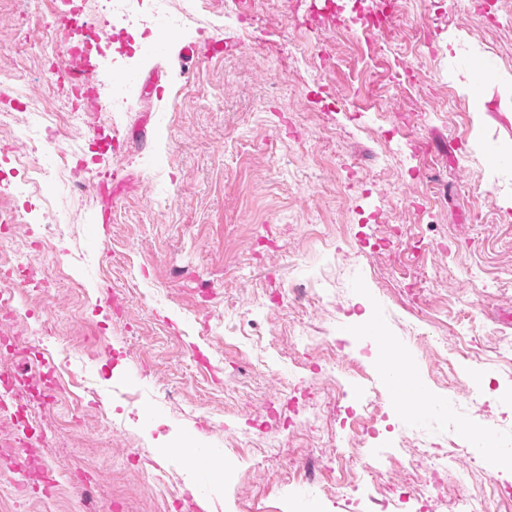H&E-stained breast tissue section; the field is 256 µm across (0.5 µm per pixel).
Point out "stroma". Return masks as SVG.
<instances>
[{
  "instance_id": "obj_1",
  "label": "stroma",
  "mask_w": 512,
  "mask_h": 512,
  "mask_svg": "<svg viewBox=\"0 0 512 512\" xmlns=\"http://www.w3.org/2000/svg\"><path fill=\"white\" fill-rule=\"evenodd\" d=\"M60 7L0 0L9 181L26 176L20 105L49 102L70 41L50 26ZM374 7L337 0L332 68L299 26L307 0H266L246 31L233 0H196L170 36L126 28L109 76L134 99L97 118L117 147L98 153L88 128H66L84 185L0 189V210L64 231L32 249L18 226L0 257L57 280L28 324L53 326L50 350H66L84 398L77 426L62 398L34 434L59 487L29 512H167L160 469L200 512H416L401 486L420 481L422 437L447 432L459 455L447 486L426 489L430 512H512L489 495L512 487L494 464L512 459V283L500 281L512 272V26L467 0H398L389 21L363 25ZM219 33L224 54L185 73L181 49ZM326 336L348 342L332 373L317 366ZM390 352L421 407L378 375ZM341 387L378 395L387 465L341 430ZM309 394L317 432L253 437L269 404Z\"/></svg>"
}]
</instances>
